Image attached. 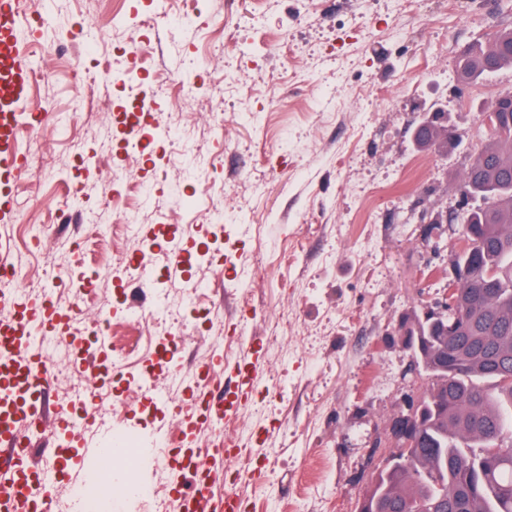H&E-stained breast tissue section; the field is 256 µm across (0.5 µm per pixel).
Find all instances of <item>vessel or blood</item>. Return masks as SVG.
Listing matches in <instances>:
<instances>
[{
	"label": "vessel or blood",
	"instance_id": "obj_1",
	"mask_svg": "<svg viewBox=\"0 0 512 512\" xmlns=\"http://www.w3.org/2000/svg\"><path fill=\"white\" fill-rule=\"evenodd\" d=\"M24 17L18 0H0V223L13 219L10 196L24 172L19 141L21 112L32 86V73L19 38ZM0 302L13 303L14 315L0 321V512H36L30 490L40 484L38 467L28 462L21 432L32 421H44L43 397L50 387V367L32 344L35 331L57 330L62 319L43 296L17 299L11 289H0ZM213 395L184 405V420L197 428L207 423ZM232 457L227 448H183L169 453V471L192 473L196 482L188 499L191 512H238L236 491L214 499L211 474L228 468Z\"/></svg>",
	"mask_w": 512,
	"mask_h": 512
}]
</instances>
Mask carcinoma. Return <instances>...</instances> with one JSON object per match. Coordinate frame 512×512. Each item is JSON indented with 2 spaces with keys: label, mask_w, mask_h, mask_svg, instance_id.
Segmentation results:
<instances>
[{
  "label": "carcinoma",
  "mask_w": 512,
  "mask_h": 512,
  "mask_svg": "<svg viewBox=\"0 0 512 512\" xmlns=\"http://www.w3.org/2000/svg\"><path fill=\"white\" fill-rule=\"evenodd\" d=\"M512 68V28L471 44L457 76L473 82ZM476 153L456 191L484 206L455 214L465 248L458 254L451 328L414 318L426 344L413 359L431 380L412 415L413 440L379 471L358 512H512V112ZM424 149L448 144V129L418 127Z\"/></svg>",
  "instance_id": "obj_1"
}]
</instances>
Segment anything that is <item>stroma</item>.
Here are the masks:
<instances>
[{
	"mask_svg": "<svg viewBox=\"0 0 512 512\" xmlns=\"http://www.w3.org/2000/svg\"><path fill=\"white\" fill-rule=\"evenodd\" d=\"M24 15L42 12L41 26L20 31L29 62L42 80L36 90L47 122L45 166L54 181L21 178L13 223L0 225L12 249L29 250L28 275L37 276L58 232L57 206L95 217L114 170L146 182L153 204L144 211L140 239L119 237L109 249L131 259L146 256L165 272L161 303L185 304L183 277L208 284L203 308L220 306L225 370L213 389L237 406L224 412V431L248 454L247 479L234 470L216 476L217 493L235 489L240 512H357L381 460L396 443L391 425L410 412L431 382L409 370L400 341L406 318L439 311L448 273L464 243L457 224H436L437 213L460 205L455 186L486 142L481 114L512 91V69L461 82L455 58L475 41L512 27V0H205L190 26L163 12L158 0H125L129 16H152L163 47L160 79L145 100L158 129L178 126L203 148L193 174L165 163L159 152L127 153L118 119L128 94L118 86L96 93L95 121L77 112L68 71L111 61L113 46L140 39L118 27L97 44L99 23L113 19L110 0H21ZM200 81L202 93L177 103L166 90L178 77ZM222 104L224 129L208 125ZM440 110L459 141L424 151L416 124ZM69 119L99 164L76 172L58 123ZM79 173V192L62 183ZM197 207L186 212L182 200ZM224 214V234L210 222ZM31 224L39 238L20 234ZM180 238L187 254L211 253L210 265L174 268L162 247ZM253 279L254 288L239 285ZM261 364L248 396H241L233 365L247 347ZM206 336L174 346L160 336L141 340L122 373L93 370L94 407L104 422L69 444L80 463L57 487L53 512H178L190 479L161 483L153 460L170 412L149 400L123 403L143 375L165 380L171 369L213 357ZM132 437L143 462L137 481L156 486L155 499L112 497L71 502L67 485L92 482L98 448Z\"/></svg>",
	"mask_w": 512,
	"mask_h": 512,
	"instance_id": "35a3bbf8",
	"label": "stroma"
}]
</instances>
